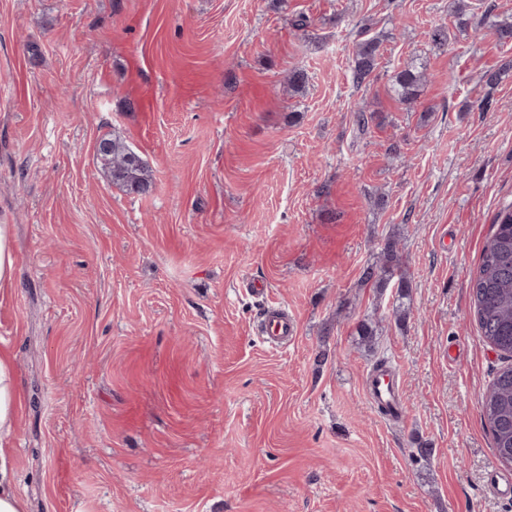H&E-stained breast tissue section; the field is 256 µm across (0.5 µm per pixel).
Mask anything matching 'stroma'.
I'll use <instances>...</instances> for the list:
<instances>
[{
  "label": "stroma",
  "instance_id": "stroma-1",
  "mask_svg": "<svg viewBox=\"0 0 512 512\" xmlns=\"http://www.w3.org/2000/svg\"><path fill=\"white\" fill-rule=\"evenodd\" d=\"M454 2L0 0V349L26 512H512L483 484L500 359L470 298L512 204V45L481 23L512 0ZM411 63L408 107L391 86ZM112 135L149 194L113 184ZM390 236L403 297L361 281ZM275 307L298 325L276 349L258 333ZM382 359L396 419L364 389ZM381 44L380 38L371 37L356 45L353 77L357 85L361 86L376 68ZM424 82L423 71L414 65H408L395 75L392 91L400 103L411 105L417 99ZM105 144L103 151L99 146ZM98 154L108 167L112 182L127 192L143 195L152 189V179L142 158L117 137H102L98 141ZM14 265L12 227L8 224H0V288L11 284Z\"/></svg>",
  "mask_w": 512,
  "mask_h": 512
}]
</instances>
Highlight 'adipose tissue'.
I'll return each instance as SVG.
<instances>
[{"label":"adipose tissue","mask_w":512,"mask_h":512,"mask_svg":"<svg viewBox=\"0 0 512 512\" xmlns=\"http://www.w3.org/2000/svg\"><path fill=\"white\" fill-rule=\"evenodd\" d=\"M20 396L14 357L0 351V512H26L14 487V462L10 438L15 428Z\"/></svg>","instance_id":"ef3b65f1"}]
</instances>
